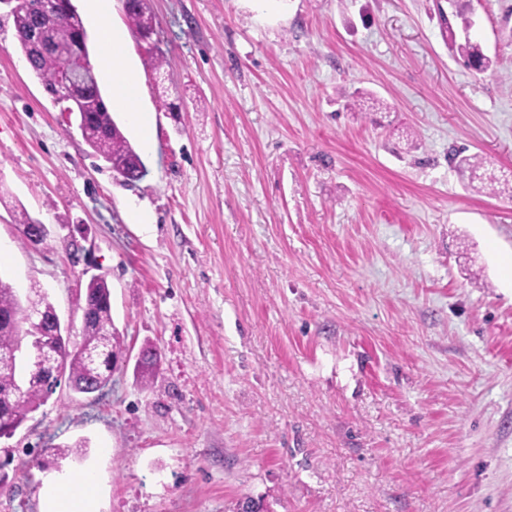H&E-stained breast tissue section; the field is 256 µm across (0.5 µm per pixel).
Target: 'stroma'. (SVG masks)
Segmentation results:
<instances>
[{"label":"stroma","instance_id":"1","mask_svg":"<svg viewBox=\"0 0 512 512\" xmlns=\"http://www.w3.org/2000/svg\"><path fill=\"white\" fill-rule=\"evenodd\" d=\"M73 3L98 57L123 2ZM472 5L484 73L437 0H149L151 40L124 43L149 137L112 112L149 169L131 185L0 13V276L75 341L102 276L127 349L102 392L61 382L0 439V512L88 471L99 512H512V197L448 162L512 171V0ZM370 95L385 107L348 109ZM21 207L46 244H22ZM447 16L438 6V13L442 20V31L448 41V50L454 57H459L464 64L476 72H484L493 65L491 58L485 53L481 43L471 36L473 28L472 1L473 0H449ZM460 24L463 36L458 35L454 29ZM464 151H455L449 157L450 162H454L458 173L462 177H467L469 184L473 188L487 189L489 193L501 194L512 193V174L502 172L497 175L494 169L486 167L487 163L478 155H462ZM483 171L480 173V171ZM477 182L480 187L474 185Z\"/></svg>","mask_w":512,"mask_h":512}]
</instances>
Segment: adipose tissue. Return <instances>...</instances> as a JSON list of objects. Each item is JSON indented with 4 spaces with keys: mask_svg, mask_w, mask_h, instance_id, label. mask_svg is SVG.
Masks as SVG:
<instances>
[{
    "mask_svg": "<svg viewBox=\"0 0 512 512\" xmlns=\"http://www.w3.org/2000/svg\"><path fill=\"white\" fill-rule=\"evenodd\" d=\"M123 42L124 34L121 30L104 27L103 51L97 65L102 76L112 82L113 108L128 112L132 124L144 132L148 129L149 117L146 113L134 110L132 106L138 77L126 59ZM96 482V475L88 472L72 484L61 486L47 483L46 512H96Z\"/></svg>",
    "mask_w": 512,
    "mask_h": 512,
    "instance_id": "obj_1",
    "label": "adipose tissue"
}]
</instances>
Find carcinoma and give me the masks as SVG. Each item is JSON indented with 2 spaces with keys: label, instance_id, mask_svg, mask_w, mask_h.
I'll return each instance as SVG.
<instances>
[{
  "label": "carcinoma",
  "instance_id": "cac0c4a2",
  "mask_svg": "<svg viewBox=\"0 0 512 512\" xmlns=\"http://www.w3.org/2000/svg\"><path fill=\"white\" fill-rule=\"evenodd\" d=\"M124 11L135 38L153 33L148 0H126ZM21 12L22 15L14 18L17 45L31 72L49 91L58 72L60 54L76 47L85 33L82 19L71 0H58L55 10L48 16L42 12L41 0H22ZM438 13L450 53L477 72L490 69L493 61L481 43L471 36L472 0H450L448 12L440 9ZM34 28L42 31L57 52L40 54L29 49L28 30ZM73 112L85 127V143L113 172L126 182L145 176L147 168L143 158L112 119L99 79H91L84 85L75 97ZM449 160L456 164L458 173L467 178L469 184L478 183L492 194L512 193V174H496L479 156L457 151ZM44 301V292L35 285L29 288L26 301H21L15 288L0 278V394L22 386V393L17 397L0 399V411L11 420L14 429L46 400L47 377L40 362L32 357L29 364L22 367L12 355L24 337L39 335L27 322V308ZM80 301L85 316L82 339L73 344L68 339L59 343V353L63 374L74 391L91 394L107 385L113 370L110 361L116 362L123 355L124 340L113 327L111 290L104 280L88 281ZM144 351L145 357L141 358L138 370L141 382L150 385L155 377L157 352L151 346Z\"/></svg>",
  "mask_w": 512,
  "mask_h": 512
}]
</instances>
